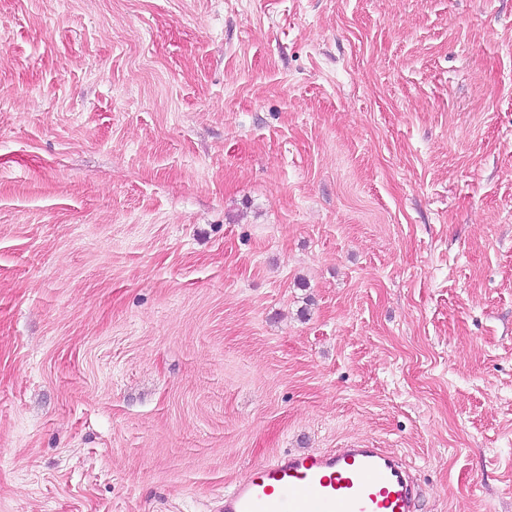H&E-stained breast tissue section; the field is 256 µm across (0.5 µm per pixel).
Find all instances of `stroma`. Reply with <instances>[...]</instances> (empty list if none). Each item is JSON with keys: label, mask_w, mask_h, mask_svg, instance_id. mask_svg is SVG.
I'll return each mask as SVG.
<instances>
[{"label": "stroma", "mask_w": 512, "mask_h": 512, "mask_svg": "<svg viewBox=\"0 0 512 512\" xmlns=\"http://www.w3.org/2000/svg\"><path fill=\"white\" fill-rule=\"evenodd\" d=\"M350 444L512 512V0H0V512Z\"/></svg>", "instance_id": "stroma-1"}]
</instances>
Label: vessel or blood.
<instances>
[{"label": "vessel or blood", "instance_id": "vessel-or-blood-1", "mask_svg": "<svg viewBox=\"0 0 512 512\" xmlns=\"http://www.w3.org/2000/svg\"><path fill=\"white\" fill-rule=\"evenodd\" d=\"M400 457L374 447L288 452L252 468L220 512H416Z\"/></svg>", "mask_w": 512, "mask_h": 512}]
</instances>
